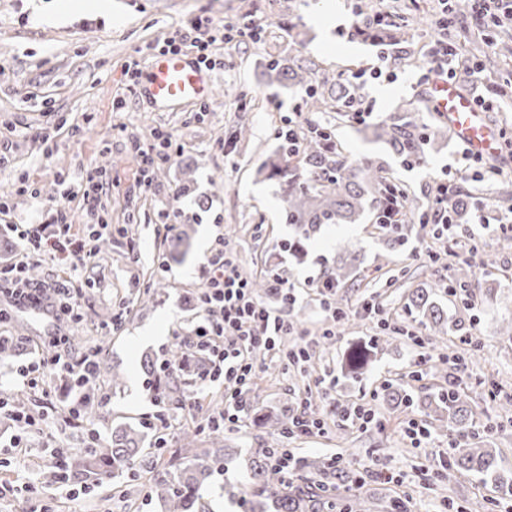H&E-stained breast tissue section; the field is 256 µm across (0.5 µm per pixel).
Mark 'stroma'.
<instances>
[{
  "mask_svg": "<svg viewBox=\"0 0 512 512\" xmlns=\"http://www.w3.org/2000/svg\"><path fill=\"white\" fill-rule=\"evenodd\" d=\"M98 8L94 0H0V143L11 142V162L0 168V200L6 201L8 222H35L41 199L56 196L59 179L78 184L94 165L112 176V190L102 197L103 218L116 228L112 238L96 241L94 256L83 266L70 269L50 256L31 258L39 280L61 281L81 288L79 319L71 323L73 336L91 337L109 352V362L123 375L120 389H112L106 376L86 389L70 387L56 378L48 379L52 401L42 391L26 389L17 373L38 352L44 351L42 329L12 317L0 321V336H18L22 345L11 355L0 357V400L8 409L24 407L36 417L27 441L23 464L12 461L10 439L13 428L0 425V456L8 466H0V481L20 485L33 483L35 490L0 499V512H39L46 497H53L55 512H161L151 492L150 475L142 473L129 502L119 500L125 475L101 468V484L95 492L70 499L59 485L56 470L46 456V444L79 448L85 431L77 421L67 420L64 411L85 396L104 395L108 404L100 411L95 426L103 436L125 422L164 414L172 426L168 446L157 457V465L192 458L195 449L208 445L199 437L195 448L181 447L178 436L190 425L178 401L194 389L195 362H187L181 373V391L167 397L165 405L155 402V390L143 368L144 358L167 357L174 333L189 334L195 323L191 302L205 277V257L217 235H224L237 251V264L244 276L262 275L276 268L281 276L304 285L319 279L336 266L338 253L348 250L358 256L355 266L338 293L349 305L376 297L387 314L409 319L407 294L414 288L432 287L433 297L448 311L455 328L448 335L414 344L401 336L384 346L373 368L361 379L341 377L339 361L346 341L352 337L370 339L381 330L363 314L354 312L346 325L336 326L334 342H326L325 313L310 299L296 304L289 317L299 336L310 346L311 375L303 378L280 368L264 366L258 380L245 391L248 422L239 429H225L226 445L237 454L235 471L214 475L206 498L207 512H240L224 492L225 484H239L253 449L293 448L295 456L342 455L353 467L377 472V479L360 489L367 512H382L387 500L409 497L412 512H440L444 501L463 503L465 512H490L496 497L491 483L474 474L452 473L439 480L434 472L451 452V433L432 435L426 447H412L403 429L408 413L391 409L383 399V383L405 389L414 399L444 392L449 379H457L476 410L475 429L490 435L501 451V465L512 470V413L501 408L504 398H512V343L501 329L512 320V248L497 254L492 265L476 263L481 283L472 296V307L439 288L448 280L456 262L423 260L422 252H440L441 244L425 234L409 235L396 252L376 235L371 217L354 224H325L303 242L305 254L294 259L283 251V241L291 239V226L281 221L282 202L274 187L258 175V167L271 153L277 127L285 125L301 102L299 88L268 83L259 63L263 57L287 56L297 64L315 65L328 79L348 78L360 70L381 67L384 75L353 87L373 110L371 122L393 112L412 110L425 123L441 118L431 106L428 85L420 75L426 51L441 33L435 21L441 15V0H370L373 11L412 17L421 13L425 23L415 25L412 39L404 44L384 42L373 45L355 37L352 25L356 0H107ZM211 15L227 22L241 17L267 20L278 17L280 26L229 45H217L224 66L214 69V87L207 99L158 111L139 100L130 90L124 68L138 60L147 71L151 55L146 46L163 42L190 18ZM482 27L474 12L461 16L451 31L456 51L476 63L479 85L464 83L470 95L481 92L492 107L485 119L512 137V91L501 93L499 74L512 71V58L498 55L496 48L481 40ZM122 109H114V100ZM316 119L332 129L342 148L354 156H387L386 149L367 139L362 126L351 116L336 117L322 112ZM244 124V138L228 143L237 124ZM42 128L48 142L32 140L29 129ZM157 128H167L178 136L181 157L161 169L152 191L140 192L136 181L137 161L127 147L129 137L145 138ZM460 143L455 137L439 140L423 167L406 168L398 159H389L388 178L404 186L414 210L426 208L434 179L441 169L451 171L454 187L489 200L493 212L507 214L512 203V149L502 148L491 159L501 174L491 182L474 181L458 161ZM27 177L37 187L39 197L18 193L19 177ZM188 193H180L182 185ZM181 210L179 221L191 235L192 252L181 263L166 259L162 214L170 203ZM137 244L139 254H131L129 244ZM129 304L122 328L106 334L119 301ZM474 336L481 352L476 364L464 371L449 369L447 376L425 373L426 364L440 355L461 350V337ZM422 371L412 380L411 371ZM332 376L336 385L330 392L316 387V379ZM45 388V389H46ZM311 391L317 410H324L327 398L348 406L367 405L378 425L362 428L348 425L345 433L328 427L321 436L285 439L272 433L260 421L263 413L293 407L298 394ZM54 412H47V405Z\"/></svg>",
  "mask_w": 512,
  "mask_h": 512,
  "instance_id": "35a3bbf8",
  "label": "stroma"
}]
</instances>
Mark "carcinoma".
Returning a JSON list of instances; mask_svg holds the SVG:
<instances>
[{"label":"carcinoma","instance_id":"1","mask_svg":"<svg viewBox=\"0 0 512 512\" xmlns=\"http://www.w3.org/2000/svg\"><path fill=\"white\" fill-rule=\"evenodd\" d=\"M355 32L374 42L387 39L406 43L411 24L402 18L384 28L376 26L373 17L363 6ZM261 74L269 79L300 87L306 94L305 108L311 113L336 110L346 111L350 102L349 88L336 82L318 78L315 68L308 65L293 67L288 59L275 56L264 60ZM279 131L271 155L259 168V174L278 187L283 203V223L293 227L294 242H285L286 251L315 232L323 224H354L366 212L382 211L389 203V191L383 173L386 161L379 156L354 159L343 152L341 145L324 133L308 136L298 153H293L286 132ZM378 140L386 143L391 153L406 167L427 163L429 149L447 133L446 126L430 127L417 122L414 115L396 113L371 126ZM452 214L462 220L470 205V194L462 189L455 192ZM414 218L403 216L396 227L380 226L389 249L412 233ZM190 247L186 229L176 227L167 239V249L174 256L185 255ZM411 306L422 326L433 334L448 331V313L429 300L423 289L408 294ZM378 344L350 346L343 364L344 373L357 377L365 373L371 363V353ZM384 400L405 410L414 406L426 417L437 422L436 431L455 433L452 443V466L459 471L481 474L494 483L502 493L512 497V472L499 469V450L490 440L473 430L474 408L468 395L460 388L429 395L420 403L405 390L389 386ZM211 447L195 454L187 464L170 465L158 474L152 486L155 498L163 512H197L198 502L209 489L210 477L217 471L225 472L236 459L235 453L225 451L224 430L209 429ZM144 435L137 425H123L112 429L109 442L101 448H75L71 456L80 459L85 471L92 473L103 466L126 474L131 482L139 480L137 459L146 457ZM270 449L258 448L249 458L247 480L238 493H230L239 501L243 512H360L362 501L356 490L360 488L359 473L348 467H337L324 457L302 458L296 461L294 478L284 483L270 470Z\"/></svg>","mask_w":512,"mask_h":512}]
</instances>
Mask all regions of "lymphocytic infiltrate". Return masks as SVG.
<instances>
[{
    "instance_id": "lymphocytic-infiltrate-1",
    "label": "lymphocytic infiltrate",
    "mask_w": 512,
    "mask_h": 512,
    "mask_svg": "<svg viewBox=\"0 0 512 512\" xmlns=\"http://www.w3.org/2000/svg\"><path fill=\"white\" fill-rule=\"evenodd\" d=\"M261 30L257 21L240 27L200 15L154 45L153 50L158 54L192 52L200 66L212 70L221 64L214 52L216 44H228L246 35L255 37ZM130 149L138 165L136 182L145 192L152 189L156 171L172 165L181 154L176 134L161 128L153 130L150 139H131ZM435 184V195L424 211L434 237L452 240L456 259L466 263L477 261L481 256L480 237L471 230H456L448 205L447 176H440ZM111 186L106 169L92 167L79 186H65L58 196L48 199L40 222L13 224L9 230L30 255L48 254L72 268L83 265L94 253L93 242L111 236L112 227L103 221L95 229H76L69 221L65 202L78 196L87 211H97L103 194ZM27 267L24 261L0 266V296L36 304L49 301L56 316L67 322L77 320L81 307L79 289L31 280ZM205 268L206 280L196 294L200 320L189 338V350L206 360L197 374L199 387L206 388L217 381L224 384L223 406L210 410L202 421L203 426L223 428L247 420L241 396L257 374L258 356H266L290 368L307 362L310 354L304 343L297 344L288 353L282 351L279 344L281 337L295 331L286 314L287 308L295 306L302 296L294 283L275 278L276 305L261 302L250 282L242 277L233 246L220 236L216 237L206 257ZM67 341L66 334H58L53 339V352L20 368L25 387L35 388L51 374L71 379L78 388L97 379L96 354L74 353Z\"/></svg>"
}]
</instances>
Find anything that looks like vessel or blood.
<instances>
[{"mask_svg":"<svg viewBox=\"0 0 512 512\" xmlns=\"http://www.w3.org/2000/svg\"><path fill=\"white\" fill-rule=\"evenodd\" d=\"M212 90L210 74L191 56L160 54L154 58L145 81L139 85L138 94L154 109L166 110L208 98ZM429 93L434 108L443 112L453 136L473 151L494 153V130L483 122L479 109L455 82L434 81Z\"/></svg>","mask_w":512,"mask_h":512,"instance_id":"1","label":"vessel or blood"}]
</instances>
